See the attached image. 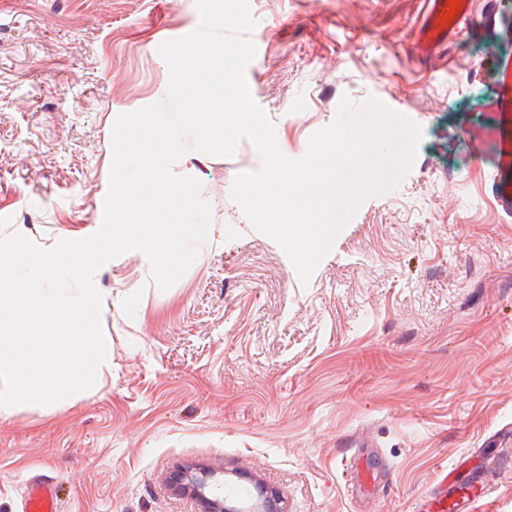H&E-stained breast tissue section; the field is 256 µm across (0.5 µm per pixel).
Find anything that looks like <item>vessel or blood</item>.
I'll use <instances>...</instances> for the list:
<instances>
[{"instance_id": "b4317fda", "label": "vessel or blood", "mask_w": 512, "mask_h": 512, "mask_svg": "<svg viewBox=\"0 0 512 512\" xmlns=\"http://www.w3.org/2000/svg\"><path fill=\"white\" fill-rule=\"evenodd\" d=\"M459 8L452 19H445L449 0H424V12L416 28L410 50L416 59L428 62L447 55L453 40L458 39L473 21L471 0H458ZM466 483L457 475H449L440 483V492L431 503L433 512H465L460 493ZM27 512H57L55 486L47 481L34 484L26 500Z\"/></svg>"}]
</instances>
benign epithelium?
<instances>
[{
	"label": "benign epithelium",
	"mask_w": 512,
	"mask_h": 512,
	"mask_svg": "<svg viewBox=\"0 0 512 512\" xmlns=\"http://www.w3.org/2000/svg\"><path fill=\"white\" fill-rule=\"evenodd\" d=\"M213 476L211 469L188 466L176 473L173 485L177 491L194 496L200 502L202 512H287L280 493L258 478L254 479L256 500L251 506L245 507L215 494Z\"/></svg>",
	"instance_id": "1"
}]
</instances>
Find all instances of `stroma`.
Segmentation results:
<instances>
[{
  "label": "stroma",
  "mask_w": 512,
  "mask_h": 512,
  "mask_svg": "<svg viewBox=\"0 0 512 512\" xmlns=\"http://www.w3.org/2000/svg\"><path fill=\"white\" fill-rule=\"evenodd\" d=\"M244 77L288 158L342 99L404 108L422 128L411 170L367 199L309 283L231 196L262 159L196 153L214 240L169 289L143 260L105 265L112 374L74 401L0 421V512L36 480L58 512H199L180 468L250 477L288 512H423L445 467L488 480L468 512H512V0H473L448 58L407 50L423 0H250ZM197 0H0V237L82 239L105 214L119 115L165 98V41ZM355 462L375 477L350 480Z\"/></svg>",
  "instance_id": "1"
}]
</instances>
